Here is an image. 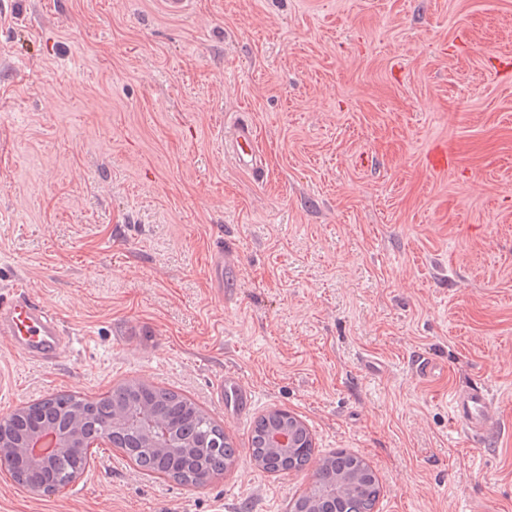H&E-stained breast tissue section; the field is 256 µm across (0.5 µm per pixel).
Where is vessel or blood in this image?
<instances>
[{
    "instance_id": "vessel-or-blood-1",
    "label": "vessel or blood",
    "mask_w": 512,
    "mask_h": 512,
    "mask_svg": "<svg viewBox=\"0 0 512 512\" xmlns=\"http://www.w3.org/2000/svg\"><path fill=\"white\" fill-rule=\"evenodd\" d=\"M232 158L239 169L253 171L260 154L256 128L252 122L240 120L230 131ZM64 331L57 317L30 298L23 290H12L0 297V335L7 337L11 347L28 357L53 360L62 344ZM219 394L229 407L240 411L253 402L251 390L240 378L225 375L219 384ZM451 414L470 438H479L495 427L492 400L481 386L454 391L449 400Z\"/></svg>"
}]
</instances>
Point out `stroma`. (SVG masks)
Segmentation results:
<instances>
[{
  "instance_id": "1",
  "label": "stroma",
  "mask_w": 512,
  "mask_h": 512,
  "mask_svg": "<svg viewBox=\"0 0 512 512\" xmlns=\"http://www.w3.org/2000/svg\"><path fill=\"white\" fill-rule=\"evenodd\" d=\"M243 118L259 173L224 143ZM18 285L69 342L43 363L0 337V418L133 380L238 459L192 487L101 441L45 496L0 466V512H288L313 469L248 451L275 408L372 467L375 512H512V0H0V293ZM476 384L498 429L473 441L448 398ZM219 396L224 397L233 410H243L253 402L251 390L246 387L240 378L234 374H224L219 384Z\"/></svg>"
}]
</instances>
